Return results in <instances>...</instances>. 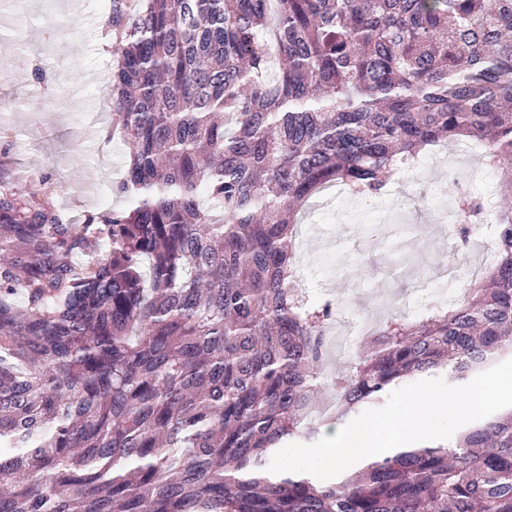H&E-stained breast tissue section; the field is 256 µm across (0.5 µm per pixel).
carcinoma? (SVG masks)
<instances>
[{"label":"carcinoma","mask_w":512,"mask_h":512,"mask_svg":"<svg viewBox=\"0 0 512 512\" xmlns=\"http://www.w3.org/2000/svg\"><path fill=\"white\" fill-rule=\"evenodd\" d=\"M108 25L125 206L79 224L0 184V512H512V411L334 483L267 470L319 434L333 317L294 287L297 212L445 139L512 172V0H110ZM492 227L461 302L332 379L336 419L512 359L511 204Z\"/></svg>","instance_id":"carcinoma-1"}]
</instances>
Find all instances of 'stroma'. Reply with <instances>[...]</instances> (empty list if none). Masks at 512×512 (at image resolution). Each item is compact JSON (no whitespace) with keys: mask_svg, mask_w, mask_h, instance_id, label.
<instances>
[{"mask_svg":"<svg viewBox=\"0 0 512 512\" xmlns=\"http://www.w3.org/2000/svg\"><path fill=\"white\" fill-rule=\"evenodd\" d=\"M30 24L22 44H0V90L6 107L0 125V181L35 190L51 179V200L68 217L84 220L103 205L124 204L112 185L123 175L129 142L101 138L111 125L105 101L112 94L110 52L100 41L107 8L86 0H26ZM456 156L462 172L483 169L480 153L464 155L443 144L428 151L426 165L394 177L384 195L356 198L328 189L306 205L297 226L296 282L304 295L335 304L312 421L335 412L332 374L345 368L361 347L355 331L374 329L396 316L419 320L435 307H449L465 292L467 275L495 260L489 230L473 243L445 236H415L414 227L433 221L441 195L481 196L473 183L454 186L444 163ZM381 224L371 228L370 218Z\"/></svg>","mask_w":512,"mask_h":512,"instance_id":"obj_1","label":"stroma"}]
</instances>
